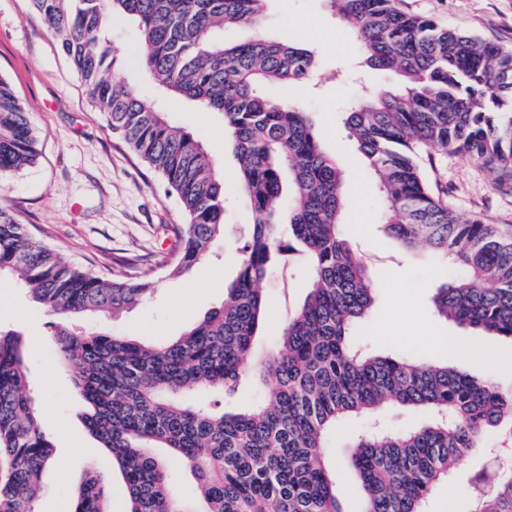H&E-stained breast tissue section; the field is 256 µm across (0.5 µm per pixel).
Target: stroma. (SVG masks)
Segmentation results:
<instances>
[{
    "label": "stroma",
    "instance_id": "1",
    "mask_svg": "<svg viewBox=\"0 0 512 512\" xmlns=\"http://www.w3.org/2000/svg\"><path fill=\"white\" fill-rule=\"evenodd\" d=\"M404 11L439 25L466 31L480 40L512 49V0H399ZM112 30L121 50L118 64L141 94L154 97L153 86L137 66L142 51L137 29L116 17ZM264 33L283 42H301L319 60L317 83L293 91L294 99L313 112L325 149L344 171V221L377 288L375 311L363 341L379 352H399L430 363H446L474 375H490L503 390L512 389V344L489 345L453 322L440 319L432 296L453 272L427 252L402 255L381 229V193L342 122V111L361 85H392L385 70L366 69L348 76L361 57L356 40L327 11L324 0H273ZM0 77L7 79L32 116L40 156L22 173L0 176V204L19 212L31 232L66 260L103 276L117 261L135 279H152L155 291L116 319L74 317L77 331L100 330L144 343L177 338L192 320L224 302V284L238 271L236 248L253 222L238 186L237 164L224 144L219 115L198 111L177 98L160 105L172 125L202 142L224 176L227 233L216 240L189 279L168 280L156 262L175 240L182 224L176 196L110 132L101 112L30 0H0ZM433 186L463 220L476 218L501 230L512 229V179H495L476 160L458 153L421 156ZM311 269L305 254L288 252L262 283L270 308L264 334L276 333L302 302ZM0 327L21 332L28 343V370L53 444L44 473L37 512H72L73 490L86 470L112 487V512L124 510V487L112 468V456L87 433L86 406L70 372L54 357L52 334L57 318L32 302L18 276L0 277Z\"/></svg>",
    "mask_w": 512,
    "mask_h": 512
}]
</instances>
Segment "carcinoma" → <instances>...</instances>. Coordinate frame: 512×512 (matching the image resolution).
<instances>
[{"label": "carcinoma", "instance_id": "cac0c4a2", "mask_svg": "<svg viewBox=\"0 0 512 512\" xmlns=\"http://www.w3.org/2000/svg\"><path fill=\"white\" fill-rule=\"evenodd\" d=\"M44 28L83 79L107 128L178 198L183 223L174 255L158 267L188 276L224 236V181L190 133L170 124L153 99L118 70L112 18L137 27L142 73L157 97L184 98L221 116L254 222L240 248L224 304L171 342L143 344L97 331H55L58 364L88 410L89 434L112 454L124 512H342L344 474L326 454L336 428L365 427L350 441L362 512H423L441 483L461 471L484 437L512 423V391L446 364L376 354L358 331L371 318L368 268L346 236L341 170L325 151L312 113L267 83L306 86L312 50L262 34L271 0H30ZM371 68L394 72L387 89L364 87L343 111L382 193L383 232L405 252L421 248L453 265L436 288L437 314L492 342L512 343V237L478 219L459 220L426 180L421 153H464L498 177L512 176V51L402 11L397 0H325ZM252 39L224 41V27ZM38 157L29 113L0 78V175ZM288 227L307 255L303 302L267 351L256 348L267 319L261 283ZM17 275L55 315L118 316L155 288L122 270L103 277L64 261L0 204V273ZM273 375L275 383L265 385ZM264 386L249 408L203 404L235 398L243 378ZM420 411L424 424L383 431V407ZM166 448L193 476L191 504L154 449ZM53 444L42 429L28 378L27 345L0 329V512H37ZM473 512H512V466L466 472ZM75 512H112V488L89 470L74 490Z\"/></svg>", "mask_w": 512, "mask_h": 512}]
</instances>
